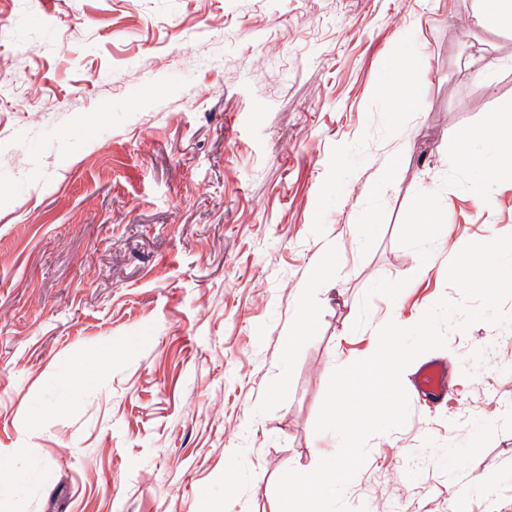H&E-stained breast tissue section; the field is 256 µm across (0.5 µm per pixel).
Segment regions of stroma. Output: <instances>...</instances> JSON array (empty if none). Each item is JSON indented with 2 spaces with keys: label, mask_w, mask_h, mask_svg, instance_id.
<instances>
[{
  "label": "stroma",
  "mask_w": 512,
  "mask_h": 512,
  "mask_svg": "<svg viewBox=\"0 0 512 512\" xmlns=\"http://www.w3.org/2000/svg\"><path fill=\"white\" fill-rule=\"evenodd\" d=\"M472 14L0 0V512H275L280 476L330 442L333 370L391 310L411 326L460 300L449 262L512 233V181L467 162L512 151L484 126L512 108V29ZM395 69L409 81L385 84ZM328 249L337 285L285 360ZM430 360L439 407L412 390ZM410 368L408 420L369 439L346 504L451 512L480 474L471 512H512V329L450 333ZM416 388L430 400L439 402L448 393V369L439 362H429L418 373Z\"/></svg>",
  "instance_id": "1"
}]
</instances>
